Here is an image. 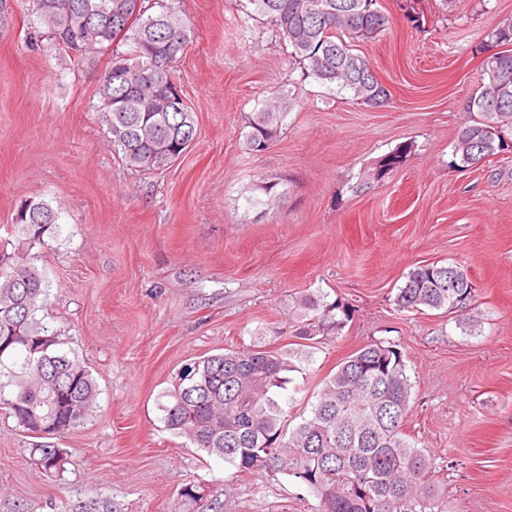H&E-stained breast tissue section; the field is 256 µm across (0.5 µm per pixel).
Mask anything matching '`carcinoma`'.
<instances>
[{
  "label": "carcinoma",
  "mask_w": 512,
  "mask_h": 512,
  "mask_svg": "<svg viewBox=\"0 0 512 512\" xmlns=\"http://www.w3.org/2000/svg\"><path fill=\"white\" fill-rule=\"evenodd\" d=\"M248 2L274 23L288 43L290 61L307 76L358 104L381 106L387 100L385 88L350 45L388 28L389 17L374 0ZM73 4L105 36L96 38L67 22L62 12ZM33 10L60 50L79 56L112 50V64L122 72L117 77L104 72L98 112L126 165L163 168L189 149L197 136L194 112H160L154 104L159 86L179 84L171 63L188 39L169 0H34ZM119 44L126 50L113 49ZM479 53L485 55L483 79L467 102L472 118L453 146L464 166L490 162L512 146V18L487 33ZM297 105V95L281 91L250 113L246 150L256 154L260 144L276 141ZM404 157V148L388 155L377 177L398 168ZM19 208L21 220L12 225L14 250L0 254V408L34 438L40 432L61 436L84 425L98 387L78 357L63 350L59 336L37 318L47 285L30 251L52 232L57 216L40 201L26 200ZM450 276L458 278L459 287H448ZM474 302L466 270L437 262L412 269L396 297L402 310L438 311L462 324L472 320ZM292 309L296 338L313 343L350 318L348 306L316 292L293 300ZM290 356L263 346L198 359L165 391L162 421L238 473L288 475L315 493L318 512H435L431 451L416 447L404 432L412 383L398 345L375 341L345 358L323 381L311 415L288 430L272 388L291 367ZM30 455L42 471L64 472L63 449L37 443Z\"/></svg>",
  "instance_id": "obj_1"
}]
</instances>
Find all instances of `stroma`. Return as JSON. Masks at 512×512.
<instances>
[{
	"mask_svg": "<svg viewBox=\"0 0 512 512\" xmlns=\"http://www.w3.org/2000/svg\"><path fill=\"white\" fill-rule=\"evenodd\" d=\"M390 25L355 51L388 90L380 107L345 99L290 64L248 0H176L188 41L173 63L197 139L159 171L128 168L99 118L108 55L60 51L32 0L0 23V249L18 204L47 203L54 232L35 246L48 300L38 316L99 389L54 476L0 410V512H193L200 487L217 512H316L278 472L236 475L162 422L179 369L227 348L295 343L291 297L349 306L339 334L294 358L278 400L291 423L325 377L366 344L405 354L413 401L405 432L434 453L441 512H512V152L460 170L454 140L482 78L477 46L512 0H378ZM299 99L264 153L245 150L246 115L275 89ZM399 168L375 178L398 148ZM501 171L490 179L491 168ZM456 262L479 323L398 311L407 273Z\"/></svg>",
	"mask_w": 512,
	"mask_h": 512,
	"instance_id": "stroma-1",
	"label": "stroma"
}]
</instances>
